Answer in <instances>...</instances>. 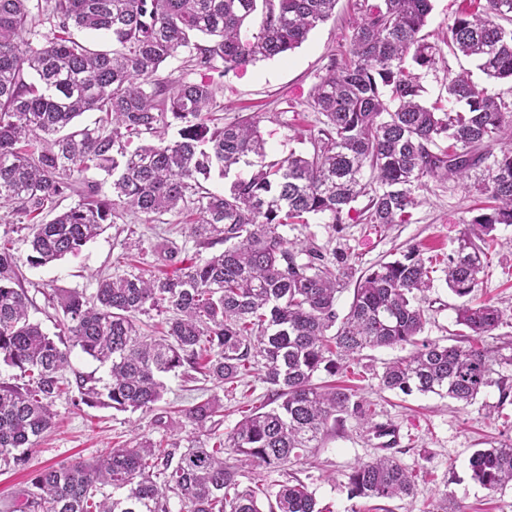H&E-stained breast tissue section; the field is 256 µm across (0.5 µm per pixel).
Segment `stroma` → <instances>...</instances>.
<instances>
[{"mask_svg": "<svg viewBox=\"0 0 512 512\" xmlns=\"http://www.w3.org/2000/svg\"><path fill=\"white\" fill-rule=\"evenodd\" d=\"M351 2L339 0L335 19L314 29L300 48L285 57L226 73L192 70L176 58L166 61L160 74L173 83L212 81L216 99L213 116L219 122H229L250 112L260 113L268 159H279L292 151L308 152L309 133L318 124L311 96L349 42ZM461 5L462 0H432L424 33L428 42L435 45L437 54L434 69L421 76L427 98L433 100L444 95L446 73L466 69L489 93L512 101V83L487 79L474 70L470 60L449 53L444 38ZM421 199L409 224L334 227L315 216L307 224L288 227L286 233L292 239H309L318 246L328 245L345 252L359 274L399 257L412 247L437 260L446 258L456 247L457 237L482 197L451 178L428 180ZM186 220L182 211L165 214L154 222L125 211L77 254L39 268L23 267V285L34 301L32 319L40 322L48 334H57L56 312L45 299V292L76 288L90 295L95 291L98 274L129 273L137 268L157 271L155 250L163 238L175 241L184 258L208 256V249L198 248L189 237ZM496 236L497 245L473 298L491 301L503 314L502 325L493 335L483 337L482 344L502 354L497 371L512 385V225L498 226ZM460 303V298L446 287L443 272H436L434 286L422 301L429 318L424 338L466 345L467 339L459 335L455 323V308ZM404 354V349L398 347L364 350L334 380L365 398L373 422L389 420L398 425L402 440L394 455L418 475L414 496L393 500L350 498L345 486L348 469L357 461L380 454L372 430L362 428L351 416L345 417L342 431L324 438L313 457L290 464L284 472L250 470L246 483L269 489L287 476L297 477L309 486L327 512H431L436 500L442 497L447 498L453 512H512V486L490 492L472 479L469 468L474 450L512 439V396L501 397L498 387L492 386L464 407L434 394L406 395L383 388L379 376L385 363ZM264 374L262 363H255L236 391L225 394L221 433L230 432L245 410L267 399L270 386L265 383ZM164 382V398L150 412H118L84 405L76 408L70 401L57 400L53 406L56 426L34 447L30 467L67 464L119 444L132 446L146 437L158 438L155 420L170 411L178 423L176 437L184 441L195 436L196 427L185 419L183 411L202 392L216 393L217 385L171 374Z\"/></svg>", "mask_w": 512, "mask_h": 512, "instance_id": "obj_1", "label": "stroma"}]
</instances>
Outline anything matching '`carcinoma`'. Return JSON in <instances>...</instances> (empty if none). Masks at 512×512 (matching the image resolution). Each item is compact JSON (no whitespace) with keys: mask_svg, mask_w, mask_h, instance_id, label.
Returning <instances> with one entry per match:
<instances>
[{"mask_svg":"<svg viewBox=\"0 0 512 512\" xmlns=\"http://www.w3.org/2000/svg\"><path fill=\"white\" fill-rule=\"evenodd\" d=\"M337 0H0V206L39 214L66 198L73 204L45 224H28L30 251L17 253L0 235V364L20 384L0 383V463L25 467L51 427L63 396L78 407L152 411L169 373L202 374L219 386L243 380L264 360L272 396L227 434L218 433L224 403L212 395L184 410L198 433L185 450L169 440L175 421L159 416V439L119 446L91 461L32 469L3 512H168V493L182 512H323L294 477L263 492L241 481L243 468L271 472L319 447L341 415L371 424L355 391L316 387L366 348L411 347L383 367L380 384L404 394L446 395L467 406L486 388L509 395L493 378L496 359L479 345L502 324L492 303L456 307L468 345L421 338L427 323L420 295L434 267L418 248L361 276L345 315L336 307L346 258L283 233L322 216L331 225L409 224L425 180L454 177L491 199L457 239L444 282L465 298L488 266L497 227L512 225V103L489 94L470 74L448 76L446 109L423 101L421 72L436 49L420 36L431 0H354L348 46L314 88L322 116L312 151L265 161L260 118L242 115L213 125V85H167L160 66L183 50L199 69H245L283 56L335 13ZM448 26L446 43L487 77L512 81V0H470ZM258 29H244L256 15ZM48 31H43L44 26ZM83 29L112 39L93 49L72 37ZM40 37L35 48L30 39ZM96 127L73 128L85 112ZM180 123L167 141V116ZM145 142L133 150L123 139ZM446 141L448 145L439 146ZM502 144L499 153L491 146ZM235 178L221 193L201 191L213 169ZM112 177L113 198L85 189L84 171ZM367 203L356 207L361 198ZM146 216L196 210L188 227L197 245L224 251L197 257L171 275L127 273L98 280L90 297L76 290L45 294L57 303L60 332L30 320L21 268L45 266L80 251L114 223L116 204ZM163 266L180 262L172 242L156 251ZM164 316L159 336L139 316ZM108 366L103 388L71 371L72 350ZM471 476L496 492L512 484V443L476 449ZM352 498L393 499L415 493V474L392 456L355 463L344 474ZM112 492H105V488Z\"/></svg>","mask_w":512,"mask_h":512,"instance_id":"carcinoma-1","label":"carcinoma"}]
</instances>
